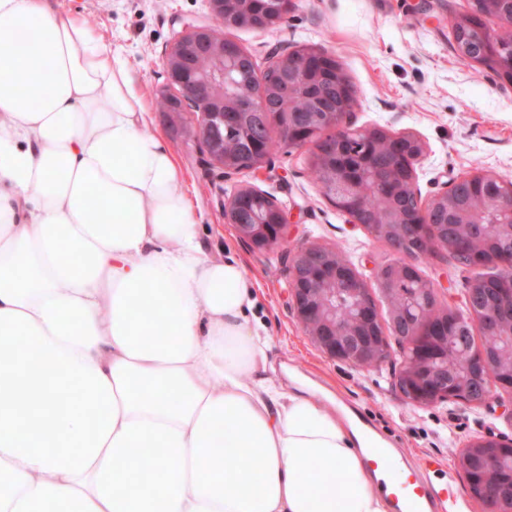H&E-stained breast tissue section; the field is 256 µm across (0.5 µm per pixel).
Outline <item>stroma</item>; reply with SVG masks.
I'll use <instances>...</instances> for the list:
<instances>
[{"label": "stroma", "instance_id": "stroma-1", "mask_svg": "<svg viewBox=\"0 0 512 512\" xmlns=\"http://www.w3.org/2000/svg\"><path fill=\"white\" fill-rule=\"evenodd\" d=\"M58 2L79 12L87 27L131 63L151 113L149 131L162 135L177 157L178 188L196 207L209 255L238 258L255 288L256 313L270 333L269 356L277 375L305 380L343 419L359 413L371 423L375 438L393 449L397 468L434 458L466 512H486L471 494L457 457L470 439L512 435V393L479 405L448 401L417 407L405 402L397 386V342L389 344V361L371 370L322 353L295 316L288 285L290 250L308 244L341 250L373 289L379 266L395 258L388 244L336 210L309 175L308 149H279L268 167L228 177L198 147L185 143L183 133L159 112L165 47L185 25L208 20L207 0ZM468 9L469 0H294L278 30L233 28L224 35L261 66L271 49L283 44L333 53L357 90L356 125L407 131L423 141L416 180L427 200L476 168L512 179V84L487 67L462 62L454 50V21ZM243 186L260 188L286 211L287 246L254 250L226 223L224 205ZM417 266L434 283L441 306L463 310L457 283L467 268L444 253L418 259Z\"/></svg>", "mask_w": 512, "mask_h": 512}]
</instances>
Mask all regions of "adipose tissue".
Masks as SVG:
<instances>
[{
  "label": "adipose tissue",
  "instance_id": "adipose-tissue-1",
  "mask_svg": "<svg viewBox=\"0 0 512 512\" xmlns=\"http://www.w3.org/2000/svg\"><path fill=\"white\" fill-rule=\"evenodd\" d=\"M150 122L56 0H0V512H387Z\"/></svg>",
  "mask_w": 512,
  "mask_h": 512
}]
</instances>
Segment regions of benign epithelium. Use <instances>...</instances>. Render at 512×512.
I'll list each match as a JSON object with an SVG mask.
<instances>
[{
    "label": "benign epithelium",
    "mask_w": 512,
    "mask_h": 512,
    "mask_svg": "<svg viewBox=\"0 0 512 512\" xmlns=\"http://www.w3.org/2000/svg\"><path fill=\"white\" fill-rule=\"evenodd\" d=\"M253 0H208L211 19L233 28H253L273 31L287 19L293 0H267L265 8L256 12ZM336 60L321 48L274 49L269 65L260 69L253 55L239 43L226 47L224 37L214 38L211 25H188L176 32L165 48L167 85L176 88L174 105L165 109L168 123L185 127L188 143L198 146L228 177L245 171H257L272 157L266 129L274 120L282 119L281 131L290 148H306L319 165L329 171L336 189L333 204L348 222L376 234L381 230L384 241L398 255L390 265L380 267L377 279L381 291L395 292V286L417 270L415 260L427 252L465 254L477 266L496 268L499 275L512 278V248L476 252L481 239V225L473 219L476 213L495 208L501 214L504 235L512 243V180L484 169L452 180L429 203L421 201L415 168L425 152V144L410 132L391 131L382 126L356 127L351 116L357 101V91L341 68L336 75L342 89V101L326 87H314L308 69L315 61ZM276 69L280 80L271 84L267 73ZM228 86L224 98L216 101L217 86ZM305 100L309 111L299 112L296 103ZM240 112L252 115L242 130L248 149L231 152L224 149V126L234 122ZM361 134L365 141L387 145L375 172L378 182H394V159L405 158L408 176L395 182L393 198L408 199L412 206L405 209L394 203L382 215L372 214L364 204L369 191L365 182L348 176V170L331 168L332 159L353 136ZM474 180L495 181L499 193L492 198L474 197L466 208L458 200L466 185ZM263 191L254 187L241 188L224 208V217L234 225L238 236L252 248L262 251L287 242L288 219L284 210L272 207L273 223L252 221L242 209L241 201ZM289 284L298 322L307 336L327 356L360 369L376 368L389 356L387 336L402 343L410 341L423 349L432 342H448V334L465 335L460 328L467 323L478 333L502 335L506 342L507 359L500 368L512 370V330L502 331L504 320L512 316V293L495 300L488 299L479 283H474L465 298L467 320L461 321L456 310L439 304L434 284H429L413 304L417 317L404 312L390 315L387 326L374 335L352 325L331 320L330 300L342 293L370 305L371 292L353 266L340 261L335 252L319 244L297 248L288 268ZM398 386L405 399L418 407L456 401L475 405L479 389L470 387L461 392L448 389V366L434 365L422 357L406 373L398 375ZM503 438H476L464 445L458 464L463 470L473 457L491 463L504 452Z\"/></svg>",
    "instance_id": "7a95c632"
}]
</instances>
